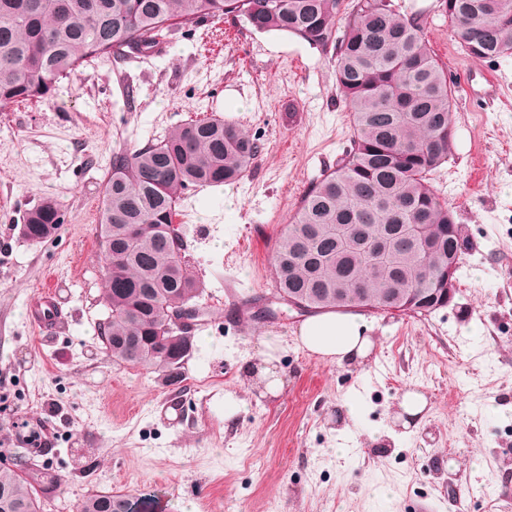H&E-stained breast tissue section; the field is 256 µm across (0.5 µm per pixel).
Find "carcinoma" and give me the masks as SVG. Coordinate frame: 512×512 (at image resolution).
Here are the masks:
<instances>
[{
  "label": "carcinoma",
  "mask_w": 512,
  "mask_h": 512,
  "mask_svg": "<svg viewBox=\"0 0 512 512\" xmlns=\"http://www.w3.org/2000/svg\"><path fill=\"white\" fill-rule=\"evenodd\" d=\"M446 13L468 55H512L506 0H449ZM204 17L333 49L336 88L350 112L351 151L310 183L275 242L277 298L336 312L362 303L400 312L429 300L462 256L461 227L426 182L448 161L453 97L420 17L392 0H356L349 12L339 0H0V106L44 101L92 60L151 53ZM257 153L236 123L200 120L114 158L98 225L112 361L167 377L168 312L202 295L169 232L132 244L121 225L172 224L186 186L235 183ZM60 224L57 204L45 199L23 217L22 232L44 239ZM51 488L21 468L0 469V512H41ZM77 512L134 510L126 496L103 493Z\"/></svg>",
  "instance_id": "carcinoma-1"
}]
</instances>
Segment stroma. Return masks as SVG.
Here are the masks:
<instances>
[{
  "instance_id": "35a3bbf8",
  "label": "stroma",
  "mask_w": 512,
  "mask_h": 512,
  "mask_svg": "<svg viewBox=\"0 0 512 512\" xmlns=\"http://www.w3.org/2000/svg\"><path fill=\"white\" fill-rule=\"evenodd\" d=\"M418 13L453 94L454 140L428 186L464 228L454 298L425 317L365 313L374 346L350 369L296 345L301 316L270 294L272 249L313 179L351 146L331 52L294 36L207 19L151 56L100 58L47 100L0 108V459L53 479L42 512H76L104 492L147 512H512V56L480 60L454 40L444 0H392ZM494 78V106L463 97ZM232 121L259 144L237 183L188 187L175 207L183 257L204 310L183 380L113 362L97 236L120 153L191 120ZM54 200L64 222L27 240L26 212ZM221 247H214V240ZM66 282L65 320L38 338L27 308L39 284ZM481 335H473V326ZM262 336L281 341L286 386L260 396L240 369ZM246 407L224 426V393ZM423 394L419 428L396 422ZM181 408L171 427L156 408ZM359 414L340 431L345 405ZM350 448L336 456V444ZM400 412L396 420L408 430L416 428L422 421L424 413L427 411V400L421 393L409 390L404 393L400 403Z\"/></svg>"
}]
</instances>
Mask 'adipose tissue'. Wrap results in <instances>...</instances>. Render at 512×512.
<instances>
[{
  "label": "adipose tissue",
  "instance_id": "ef3b65f1",
  "mask_svg": "<svg viewBox=\"0 0 512 512\" xmlns=\"http://www.w3.org/2000/svg\"><path fill=\"white\" fill-rule=\"evenodd\" d=\"M366 330V323L359 315L322 312L304 319L295 332V339L309 352L337 365L359 366L373 348V340ZM278 350L277 338L261 339L257 363L245 367L253 386L274 397L285 387L278 367Z\"/></svg>",
  "mask_w": 512,
  "mask_h": 512
}]
</instances>
